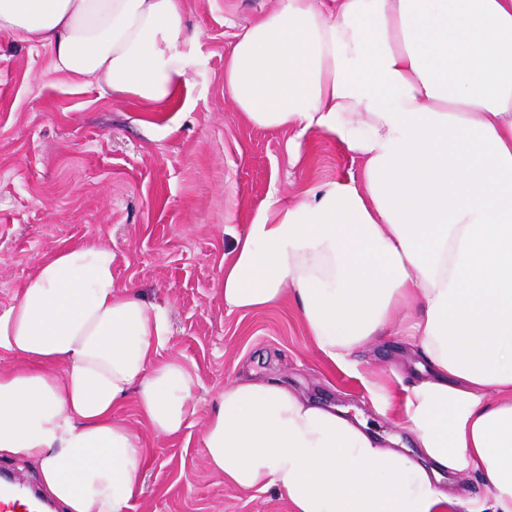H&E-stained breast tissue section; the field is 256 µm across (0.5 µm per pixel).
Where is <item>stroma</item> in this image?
<instances>
[{"mask_svg":"<svg viewBox=\"0 0 512 512\" xmlns=\"http://www.w3.org/2000/svg\"><path fill=\"white\" fill-rule=\"evenodd\" d=\"M187 4L190 97L158 112L95 86L73 87L52 70L48 49L0 35V305L49 249L105 241L115 280L167 309L166 354L198 378V414L181 435L152 441L133 512H287L274 493L237 491L206 470L201 438L212 396L252 369L319 403L349 408L406 446L407 433L378 412L359 378L409 379L417 357L378 342L359 354L354 378L314 351L295 306L246 314L225 307L219 264L269 194L291 199L360 174L361 164L337 143L307 138L310 166L291 167L288 131L245 123L225 99L226 19L246 22L275 0Z\"/></svg>","mask_w":512,"mask_h":512,"instance_id":"stroma-1","label":"stroma"}]
</instances>
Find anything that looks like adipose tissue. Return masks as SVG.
Instances as JSON below:
<instances>
[{"instance_id": "1", "label": "adipose tissue", "mask_w": 512, "mask_h": 512, "mask_svg": "<svg viewBox=\"0 0 512 512\" xmlns=\"http://www.w3.org/2000/svg\"><path fill=\"white\" fill-rule=\"evenodd\" d=\"M186 0H0V34L154 112L186 94ZM224 96L245 122L338 142L360 175L269 199L220 264L229 310L294 301L340 370L386 336L429 371L364 386L416 456L346 410L249 375L218 391L203 460L289 512H512V0H278L238 25ZM166 310L101 239L44 253L0 307V457L62 512H131L157 440L196 415ZM476 478L473 497L458 479Z\"/></svg>"}]
</instances>
